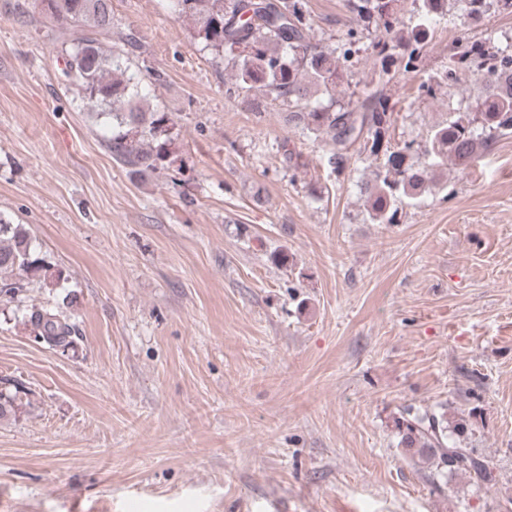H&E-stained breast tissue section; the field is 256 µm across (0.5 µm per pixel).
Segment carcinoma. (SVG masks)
Instances as JSON below:
<instances>
[{"label":"carcinoma","mask_w":512,"mask_h":512,"mask_svg":"<svg viewBox=\"0 0 512 512\" xmlns=\"http://www.w3.org/2000/svg\"><path fill=\"white\" fill-rule=\"evenodd\" d=\"M170 13L184 21L194 37L224 63L226 92L243 97L256 113L262 100L287 106L282 122L301 129L323 144L328 164L340 172L354 157L377 161L375 177L360 187L364 210L376 224H394L406 207L418 206L426 193L444 188L435 171L448 163L462 169L492 143L512 136V44L502 49L483 41H462L448 66L427 77L421 91L432 97L437 88L458 81L469 69L481 84L479 93L448 119L434 125L425 142L392 144L389 100L378 90L365 94L354 107L336 102L314 104L320 93L335 96L338 80L348 70L353 46L364 34L383 33L373 42L378 82H390L403 68L415 69L422 58L429 21L447 15L448 0H416L417 23L403 28L393 0H346L359 28L337 43L310 42L308 0H167ZM464 14L481 18L493 9L508 10L512 0H458ZM38 14L59 24L80 22L87 30L73 37L63 54L64 82L81 94L85 107L112 117L104 143L112 159L133 181H144L167 169L179 133L168 112L146 103L142 79L129 72L123 51L99 40L112 33V0H32ZM41 278L47 286L60 283L34 256L32 240L22 224L0 216V275ZM27 323L44 345L56 349L74 344V327L59 311L36 304ZM470 416L448 412V403L419 413L405 407L390 417V427L404 458L437 475L464 473L484 484L495 481L487 461L468 447Z\"/></svg>","instance_id":"carcinoma-1"}]
</instances>
